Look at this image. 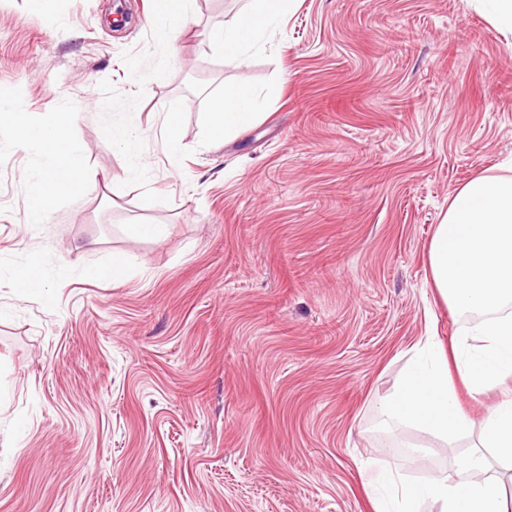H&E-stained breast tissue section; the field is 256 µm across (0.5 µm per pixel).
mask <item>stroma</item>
Listing matches in <instances>:
<instances>
[{"mask_svg":"<svg viewBox=\"0 0 512 512\" xmlns=\"http://www.w3.org/2000/svg\"><path fill=\"white\" fill-rule=\"evenodd\" d=\"M248 5L190 0L171 30L150 0H0V97L78 113L87 183L26 223L42 160L0 125V512H372L382 468L450 463L417 428L381 448L377 405L465 323L428 247L512 159V31L491 0H295L237 63L210 34ZM228 87L270 106L215 145ZM32 257L49 277L22 297ZM116 257L125 283L96 279ZM122 151L125 152L131 160V169L137 176L145 175L144 170L148 169V164L139 159L138 153V135L134 128L130 127L117 136Z\"/></svg>","mask_w":512,"mask_h":512,"instance_id":"stroma-1","label":"stroma"}]
</instances>
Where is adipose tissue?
<instances>
[{"label": "adipose tissue", "mask_w": 512, "mask_h": 512, "mask_svg": "<svg viewBox=\"0 0 512 512\" xmlns=\"http://www.w3.org/2000/svg\"><path fill=\"white\" fill-rule=\"evenodd\" d=\"M294 0H257L254 8L215 33L227 56L245 60L265 32L278 24ZM267 100L230 90L216 99L208 132L221 141L255 124ZM0 120L8 122L28 149L41 154L35 192L26 221L39 223L47 207L76 182L82 159L71 128L45 122L0 100ZM429 281L436 299L474 315L450 342H419L400 386L382 398L387 419L424 430L447 445L468 440L448 469L410 483L385 469L366 488L373 512H420L426 502L440 512H512L506 481L512 478V175H481L457 190L428 249ZM500 389L502 397L482 419L461 403L476 404Z\"/></svg>", "instance_id": "obj_1"}]
</instances>
